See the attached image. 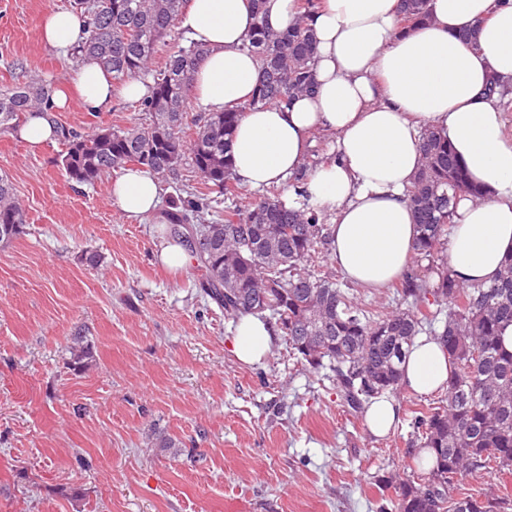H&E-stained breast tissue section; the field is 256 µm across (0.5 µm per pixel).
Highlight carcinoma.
<instances>
[{
    "label": "carcinoma",
    "mask_w": 512,
    "mask_h": 512,
    "mask_svg": "<svg viewBox=\"0 0 512 512\" xmlns=\"http://www.w3.org/2000/svg\"><path fill=\"white\" fill-rule=\"evenodd\" d=\"M181 2L70 0L85 19L71 63L92 57L117 84L149 81L151 95L139 102L148 115L144 123L88 134L57 123L66 176L92 185L136 166L170 185L192 167L200 186L170 197L166 231L189 245L200 288L228 318L256 314L273 323L300 361L333 373L339 396L356 414L375 397L400 395L408 347L421 334L437 337L448 355V388L413 418L417 447L433 449L435 464L409 462L402 474L380 480L381 488L394 491V512H512L506 491L482 498L462 491V482L481 471L512 474V352L500 338L501 327L512 323V258L498 279L464 286L449 275L447 257H439L457 201L480 199L482 190L468 180L448 142L423 134V164L409 203L416 257L433 263L436 280L409 270L397 284V302L369 315L333 271L318 268L330 250L327 212L306 203L288 208L273 191L243 203L232 173L230 143L242 114L311 89L315 42L304 17L319 0H301V20L287 31L257 20L245 44L260 64L255 95L237 109L197 115L188 140L185 108L204 51L177 28ZM429 19L427 0H400L402 27ZM162 50L166 58L157 66ZM49 109L45 80L29 71L25 80L0 88V133L15 132L28 112ZM223 198L229 205L221 219ZM25 223L13 183L1 174L0 244L10 243Z\"/></svg>",
    "instance_id": "obj_1"
}]
</instances>
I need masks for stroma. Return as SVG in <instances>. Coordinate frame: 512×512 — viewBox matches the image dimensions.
<instances>
[{
	"instance_id": "stroma-1",
	"label": "stroma",
	"mask_w": 512,
	"mask_h": 512,
	"mask_svg": "<svg viewBox=\"0 0 512 512\" xmlns=\"http://www.w3.org/2000/svg\"><path fill=\"white\" fill-rule=\"evenodd\" d=\"M68 5L0 0V85L26 68L52 87L68 77L39 34ZM56 118L87 133L146 116L120 101ZM63 151L0 134V174L26 213L0 244V512H390L379 481L403 469L428 397L402 393L399 424L377 438L284 337L240 363L235 322L193 267L156 262L159 225L122 215L109 180L70 181Z\"/></svg>"
}]
</instances>
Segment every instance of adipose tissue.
<instances>
[{"label": "adipose tissue", "instance_id": "adipose-tissue-1", "mask_svg": "<svg viewBox=\"0 0 512 512\" xmlns=\"http://www.w3.org/2000/svg\"><path fill=\"white\" fill-rule=\"evenodd\" d=\"M400 0H323L310 14L316 53L315 88L288 104L244 112L232 143L233 173L250 190L277 185L286 207L300 203L332 215L330 258L351 282L383 288L411 267L416 225L408 203L421 166L424 129L448 140L470 178L484 190L475 202L456 206L448 238V267L459 284L487 282L512 255V137L505 136L504 109L512 101V0H428L430 23L411 30L398 24ZM264 16L278 31L299 18L298 0H184L178 27L201 46L193 100L205 112L248 101L259 68L244 48ZM477 29L476 47L460 42V28ZM82 20L54 10L40 22L43 42L68 56ZM149 85L131 80L115 86L96 60L76 66L53 94L55 110L79 105L110 107L113 98L139 100ZM334 137L332 160L309 171L303 190L291 181L306 162L316 133ZM161 183L129 168L112 181V197L124 216L166 218ZM276 331L259 316L238 319L231 347L245 365L261 363ZM448 356L435 337L417 336L401 367L406 391H445Z\"/></svg>", "mask_w": 512, "mask_h": 512}]
</instances>
